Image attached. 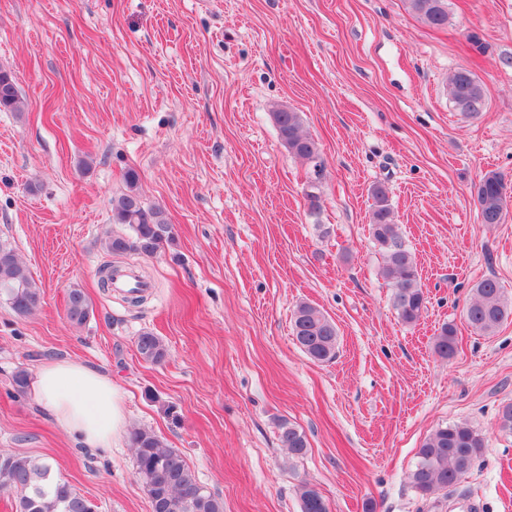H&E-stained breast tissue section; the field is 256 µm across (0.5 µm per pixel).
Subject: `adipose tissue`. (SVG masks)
<instances>
[{"mask_svg":"<svg viewBox=\"0 0 512 512\" xmlns=\"http://www.w3.org/2000/svg\"><path fill=\"white\" fill-rule=\"evenodd\" d=\"M33 390L59 429L82 445L108 448L121 439L126 417L119 388L81 360L44 361L34 372Z\"/></svg>","mask_w":512,"mask_h":512,"instance_id":"1","label":"adipose tissue"}]
</instances>
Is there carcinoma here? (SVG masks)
<instances>
[{"label":"carcinoma","mask_w":512,"mask_h":512,"mask_svg":"<svg viewBox=\"0 0 512 512\" xmlns=\"http://www.w3.org/2000/svg\"><path fill=\"white\" fill-rule=\"evenodd\" d=\"M407 6L421 21L432 27L448 25V0H406ZM448 98L454 108L472 117L484 111L486 95L482 81L470 70H457L448 81ZM21 110L16 84L10 74L0 71V111ZM279 139L288 153L314 169L308 182L306 198L310 209L321 206L318 193L323 171L319 143L303 128L301 113L285 106L271 112ZM139 175L126 174L128 191L112 199V220L126 228L102 242L112 255L134 254L152 258L173 240L172 226L164 211L144 202L138 192ZM478 218L483 224H501L508 214L509 201L503 176L496 171L485 173L472 190ZM369 234L380 255L381 276L392 288V303L399 319L412 325L426 309L415 256L396 224L387 188L378 184L371 189ZM0 302L15 313L31 314L40 303V292L15 249L0 239ZM92 305L85 291L69 289L66 317L77 327L88 321ZM512 315V299L490 278L472 288L465 308V320L473 331L493 334ZM292 333L308 358L328 362L336 358L338 331L334 321L318 307L299 304L292 318ZM136 351L151 364L165 360L168 349L159 336L144 330L136 336ZM434 353L450 359L457 352L456 331L450 324L442 327L433 345ZM280 442L291 454L301 457L307 452L305 434L289 423L280 425ZM134 449L135 476L147 494L152 512H224V502L199 483L184 454L172 448L156 433L134 429L129 435ZM486 448V438L469 424L460 422L436 428L418 448L410 473L412 487L421 496L454 488L473 470ZM0 491L14 496L15 512H92L91 500L79 493L67 480L56 475L52 464L25 453L0 452ZM302 512H330L322 494L311 484L300 486Z\"/></svg>","instance_id":"cac0c4a2"}]
</instances>
